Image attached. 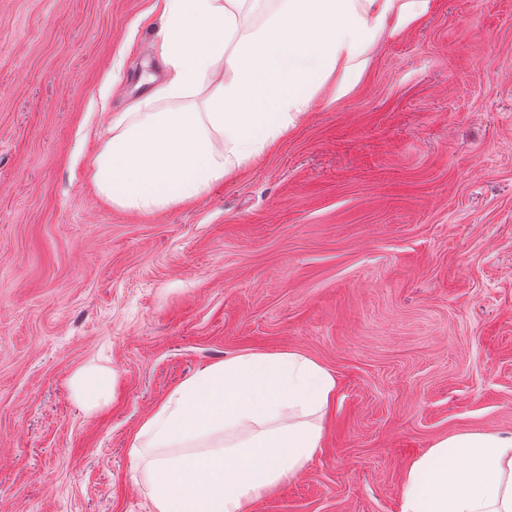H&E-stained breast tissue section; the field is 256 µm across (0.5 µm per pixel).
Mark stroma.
Segmentation results:
<instances>
[{"label": "stroma", "mask_w": 512, "mask_h": 512, "mask_svg": "<svg viewBox=\"0 0 512 512\" xmlns=\"http://www.w3.org/2000/svg\"><path fill=\"white\" fill-rule=\"evenodd\" d=\"M159 27L155 0H0V512H149L132 434L246 351L338 382L253 512H401L438 439L512 435V0H431L232 178L124 211L92 163L163 77ZM92 361L115 382L88 414ZM70 387L76 402L92 413L112 397V372L103 366L88 365L73 375Z\"/></svg>", "instance_id": "1"}]
</instances>
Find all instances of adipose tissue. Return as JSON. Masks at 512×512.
Listing matches in <instances>:
<instances>
[{"instance_id":"obj_1","label":"adipose tissue","mask_w":512,"mask_h":512,"mask_svg":"<svg viewBox=\"0 0 512 512\" xmlns=\"http://www.w3.org/2000/svg\"><path fill=\"white\" fill-rule=\"evenodd\" d=\"M160 0L164 79L109 116L92 170L120 209L186 203L284 140L321 89L349 96L369 50L417 22L431 0ZM87 412L112 397V373L70 380ZM331 371L293 351L243 352L201 369L132 437L150 512H252L320 448L336 398ZM401 512H512V436L462 433L413 461Z\"/></svg>"}]
</instances>
